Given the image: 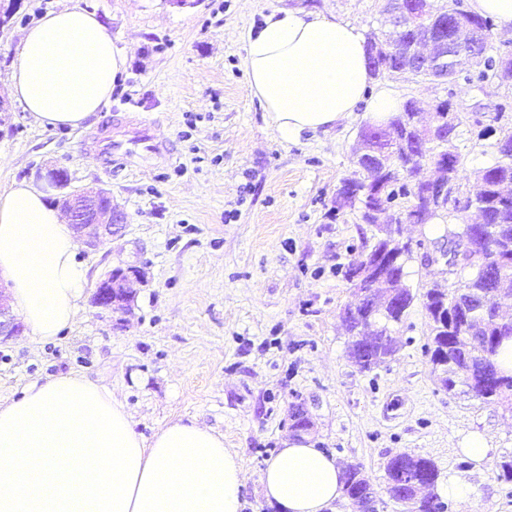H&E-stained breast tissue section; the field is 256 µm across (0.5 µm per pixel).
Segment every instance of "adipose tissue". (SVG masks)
<instances>
[{
	"mask_svg": "<svg viewBox=\"0 0 512 512\" xmlns=\"http://www.w3.org/2000/svg\"><path fill=\"white\" fill-rule=\"evenodd\" d=\"M124 54L97 14L74 4L26 30L7 81L45 127L77 128L109 103ZM248 89L275 134L330 131L355 112L387 121L401 108L371 91L366 39L313 10L271 9L246 42ZM60 210L27 180L0 191V276L39 341L73 325L87 282ZM342 466L307 439L284 441L260 475L279 512H329ZM240 455L194 421L144 437L111 389L68 372L0 404V512H242Z\"/></svg>",
	"mask_w": 512,
	"mask_h": 512,
	"instance_id": "adipose-tissue-1",
	"label": "adipose tissue"
}]
</instances>
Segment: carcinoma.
<instances>
[{
  "label": "carcinoma",
  "instance_id": "1",
  "mask_svg": "<svg viewBox=\"0 0 512 512\" xmlns=\"http://www.w3.org/2000/svg\"><path fill=\"white\" fill-rule=\"evenodd\" d=\"M461 13L469 24L480 33L477 50L481 54V69L477 79L492 84L498 83V56L491 54L493 21L461 9V0H440L436 8V18L429 21L431 30L452 46L453 54H465L466 44L457 41V29L453 25L454 13ZM404 65L402 58L395 54H385L380 68L373 71L376 76H392ZM413 100H407L399 112L387 122L368 125L361 129L359 138L368 152L356 158L357 169L345 178L339 190L349 194L355 189L367 188L364 197L357 203L360 219L365 224H375L371 211L391 204L399 198L407 202L406 210L418 206L411 183V174L393 169L383 177L377 176V157L390 160L400 159L404 147L417 155L416 167L431 165L439 154H458L455 140L462 118L448 126V142L419 143L414 127ZM498 161L490 167L478 171L474 180L479 191L471 200V206L480 216L481 223L466 226L448 225L447 233L475 241L491 237L496 232L507 236L512 244V195L505 196L502 188L512 183V129L500 130L495 143ZM470 277L449 288H430L422 295V305L429 318L431 346L430 359L441 385L448 391L456 386L465 387V393L481 403H512V376L501 377L482 389H477L471 377L485 373L498 374L500 370L496 356L502 340L512 337V321H500L495 315V303L507 300L512 295V256L484 271L479 266L469 267ZM415 299L410 288L404 285L402 269L392 268L386 272L382 285L374 295V304L379 311L376 335L370 347L364 351L348 346L350 358L366 360L361 365L365 371L372 370L391 357L397 349V339L391 328L406 316V310ZM388 492L392 500L406 507V512H439L436 497L418 501L412 497L404 485L401 473L429 486L436 485L440 472L436 464L427 458L415 457L407 453L392 456L386 463ZM370 480L358 465L347 466L344 474V493L348 501L354 503L367 489Z\"/></svg>",
  "mask_w": 512,
  "mask_h": 512
}]
</instances>
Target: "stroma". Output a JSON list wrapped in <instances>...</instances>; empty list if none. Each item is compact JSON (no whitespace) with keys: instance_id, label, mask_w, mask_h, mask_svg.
<instances>
[{"instance_id":"obj_1","label":"stroma","mask_w":512,"mask_h":512,"mask_svg":"<svg viewBox=\"0 0 512 512\" xmlns=\"http://www.w3.org/2000/svg\"><path fill=\"white\" fill-rule=\"evenodd\" d=\"M76 1L125 51V69L109 104L75 129L41 126L8 99L0 189L21 179L44 188L41 173L61 167L72 188L111 190L125 229L98 249L80 248L88 283L76 323L58 340L26 330L0 343V402L77 372L112 389L144 437L179 418L210 427L243 460V512H273L259 475L291 438L300 406L316 447L362 466L377 512H403L385 472L398 453L433 460L440 482L468 484V498L445 500V512H512V478L501 469L512 461V408L440 386L421 302L396 326L399 346L384 364L367 372L348 355L341 313L353 288L345 271L373 228L355 209L337 208L336 194L354 169L367 113L285 142L248 91L245 44L268 11L316 10L380 34L390 29L384 0H18L0 28L1 97L25 30ZM373 86L427 110L447 100L465 115L456 141L464 193L497 160L495 139L481 127H512V87L386 76ZM130 112L154 121L172 156L137 158L111 174L86 158L82 135ZM117 266L141 274L125 314L92 302L99 279ZM467 276L425 263L417 250L404 262V283L417 297ZM472 434L492 449L479 469L459 451Z\"/></svg>"}]
</instances>
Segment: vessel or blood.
<instances>
[{"instance_id":"b4317fda","label":"vessel or blood","mask_w":512,"mask_h":512,"mask_svg":"<svg viewBox=\"0 0 512 512\" xmlns=\"http://www.w3.org/2000/svg\"><path fill=\"white\" fill-rule=\"evenodd\" d=\"M166 144L156 140L152 124L144 118L118 123L93 137L87 156L96 162L127 165L133 157L157 158L169 155Z\"/></svg>"}]
</instances>
